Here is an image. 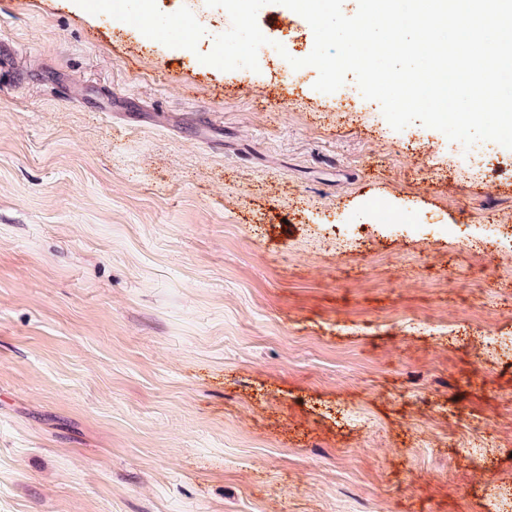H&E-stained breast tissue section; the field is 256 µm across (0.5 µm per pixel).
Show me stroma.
Segmentation results:
<instances>
[{
	"mask_svg": "<svg viewBox=\"0 0 512 512\" xmlns=\"http://www.w3.org/2000/svg\"><path fill=\"white\" fill-rule=\"evenodd\" d=\"M258 24L285 56L222 71L209 33L0 0V512L512 494V149L475 177L354 75L315 90L299 14Z\"/></svg>",
	"mask_w": 512,
	"mask_h": 512,
	"instance_id": "stroma-1",
	"label": "stroma"
}]
</instances>
